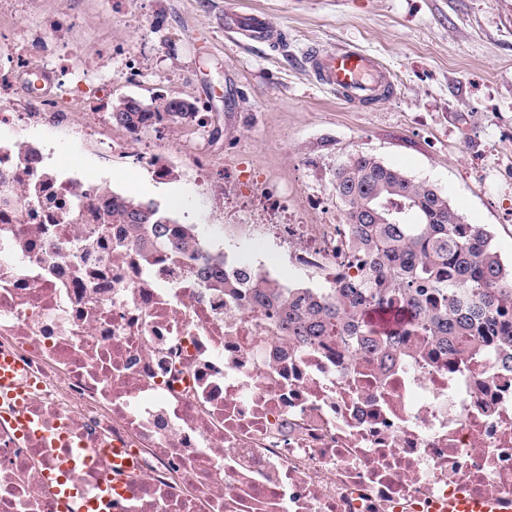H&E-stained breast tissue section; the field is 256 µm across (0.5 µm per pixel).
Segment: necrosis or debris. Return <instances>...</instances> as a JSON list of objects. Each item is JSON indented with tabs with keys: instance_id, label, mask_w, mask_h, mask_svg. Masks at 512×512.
<instances>
[{
	"instance_id": "4bbe7bcc",
	"label": "necrosis or debris",
	"mask_w": 512,
	"mask_h": 512,
	"mask_svg": "<svg viewBox=\"0 0 512 512\" xmlns=\"http://www.w3.org/2000/svg\"><path fill=\"white\" fill-rule=\"evenodd\" d=\"M79 103L0 113V360L32 422L0 396V512H58L49 471L87 490L122 480L112 512H436L453 496L512 501V364L411 347L380 369L199 279L185 254L106 221L107 180L50 162L29 127ZM230 274L280 253L337 287L357 267L344 224L266 208ZM81 448L90 462L72 461Z\"/></svg>"
}]
</instances>
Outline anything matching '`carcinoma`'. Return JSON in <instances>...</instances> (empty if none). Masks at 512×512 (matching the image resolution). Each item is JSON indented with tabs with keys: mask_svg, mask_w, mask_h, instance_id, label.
I'll return each instance as SVG.
<instances>
[{
	"mask_svg": "<svg viewBox=\"0 0 512 512\" xmlns=\"http://www.w3.org/2000/svg\"><path fill=\"white\" fill-rule=\"evenodd\" d=\"M196 116L183 99L132 107L123 98L112 106V122L133 135ZM333 187L362 260L359 273L332 289L285 288L252 276L254 303L277 315L285 336L311 343L332 335L384 365L403 356L411 333L446 357L463 345L472 353L512 351V269L484 225L465 223L434 185L369 154L339 167ZM107 221L130 225L136 241L146 224L156 245L191 247L190 229L175 231V221L153 202L114 192ZM190 260L203 281L227 291L247 280L224 276L222 254Z\"/></svg>",
	"mask_w": 512,
	"mask_h": 512,
	"instance_id": "obj_1",
	"label": "carcinoma"
}]
</instances>
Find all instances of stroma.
<instances>
[{"label":"stroma","instance_id":"1","mask_svg":"<svg viewBox=\"0 0 512 512\" xmlns=\"http://www.w3.org/2000/svg\"><path fill=\"white\" fill-rule=\"evenodd\" d=\"M228 6L263 12L278 42L224 30ZM34 41L13 67L7 35ZM351 45L372 55L392 91L363 108L320 85L309 48ZM42 95L89 104L97 133L74 147L72 129L40 126L62 168L110 178L114 191L158 203L210 238L226 225L227 258L247 247L241 224L262 205L224 200L233 174L272 175L289 214L343 220L333 179L358 153L432 183L469 224L485 225L512 266V0H0V70H12L4 105ZM124 97L194 102L205 128L170 124L138 135L113 125ZM148 142L170 171L155 178L130 153Z\"/></svg>","mask_w":512,"mask_h":512}]
</instances>
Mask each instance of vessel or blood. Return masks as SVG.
I'll use <instances>...</instances> for the list:
<instances>
[{"instance_id":"obj_1","label":"vessel or blood","mask_w":512,"mask_h":512,"mask_svg":"<svg viewBox=\"0 0 512 512\" xmlns=\"http://www.w3.org/2000/svg\"><path fill=\"white\" fill-rule=\"evenodd\" d=\"M224 25L248 39L271 31L264 15L234 8L226 10ZM309 64L321 84L336 90L345 102L356 107L386 97L391 89L390 79L371 56L345 46L311 50ZM126 493L124 483L115 480L89 491H64L60 506L63 512H68L71 503L75 502L79 505V512H103L104 507ZM448 512H505V509L494 499H452L448 502Z\"/></svg>"}]
</instances>
